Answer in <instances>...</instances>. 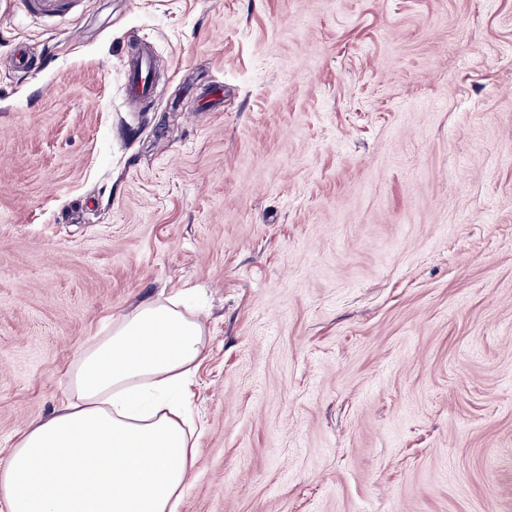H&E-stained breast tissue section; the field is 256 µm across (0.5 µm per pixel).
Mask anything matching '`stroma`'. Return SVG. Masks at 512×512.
Listing matches in <instances>:
<instances>
[{"instance_id":"stroma-1","label":"stroma","mask_w":512,"mask_h":512,"mask_svg":"<svg viewBox=\"0 0 512 512\" xmlns=\"http://www.w3.org/2000/svg\"><path fill=\"white\" fill-rule=\"evenodd\" d=\"M184 291L176 512H512V0L0 5V449ZM125 88L132 100L148 98L154 92L152 51L144 46H134L123 61Z\"/></svg>"}]
</instances>
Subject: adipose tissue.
Returning a JSON list of instances; mask_svg holds the SVG:
<instances>
[{"instance_id": "ef3b65f1", "label": "adipose tissue", "mask_w": 512, "mask_h": 512, "mask_svg": "<svg viewBox=\"0 0 512 512\" xmlns=\"http://www.w3.org/2000/svg\"><path fill=\"white\" fill-rule=\"evenodd\" d=\"M202 324L151 301L81 349L60 406L0 459L8 512H174L196 442L167 394L198 366Z\"/></svg>"}]
</instances>
